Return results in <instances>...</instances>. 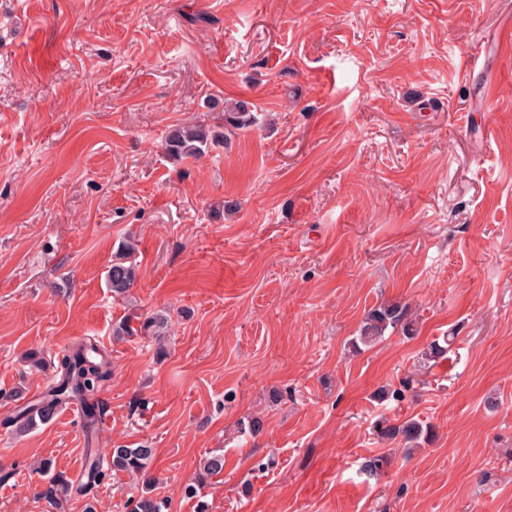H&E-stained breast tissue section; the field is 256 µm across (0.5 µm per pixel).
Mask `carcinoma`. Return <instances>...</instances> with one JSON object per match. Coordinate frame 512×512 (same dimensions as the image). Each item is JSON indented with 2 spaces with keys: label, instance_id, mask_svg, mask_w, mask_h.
I'll list each match as a JSON object with an SVG mask.
<instances>
[{
  "label": "carcinoma",
  "instance_id": "obj_1",
  "mask_svg": "<svg viewBox=\"0 0 512 512\" xmlns=\"http://www.w3.org/2000/svg\"><path fill=\"white\" fill-rule=\"evenodd\" d=\"M224 123L234 128H245L254 123L253 104L237 100L224 106ZM224 141V135L217 134L202 123L179 125L171 129L165 138V151L175 159L195 160L204 156L209 148ZM134 248L125 247V253L112 260L108 270V282L117 296L125 295L134 285L137 277L135 263L131 259ZM401 328L406 337L414 335L413 323L406 320V306L400 303L382 304L371 310L360 329L359 336L351 341V348L359 353L379 341L388 328ZM58 377L46 388L45 392L33 401L19 407L13 415L4 421V425L23 434L45 424L62 408L70 404H79L83 408L85 424L94 430L98 421V393L112 378V362L102 352L96 342L90 338L73 343L63 350L56 366ZM381 438L397 439L411 446H420L430 441L431 427L409 419L401 424L379 426ZM154 457V449L149 447L128 448L119 446L106 453L85 455L84 467L90 472V481L75 487V494L88 496L110 472H125L138 476L146 471ZM390 465L387 455H375L365 459L361 471L369 478L384 472ZM206 475H216L224 471V454L213 453L203 461ZM69 489V483L54 475L48 479L41 496L49 501ZM165 501L153 494V481L143 482L138 497L128 501V512H163Z\"/></svg>",
  "mask_w": 512,
  "mask_h": 512
}]
</instances>
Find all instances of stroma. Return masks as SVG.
<instances>
[{"instance_id":"stroma-1","label":"stroma","mask_w":512,"mask_h":512,"mask_svg":"<svg viewBox=\"0 0 512 512\" xmlns=\"http://www.w3.org/2000/svg\"><path fill=\"white\" fill-rule=\"evenodd\" d=\"M508 27L512 0H0V512H83L34 464L71 479L115 445L154 448L170 512H512ZM224 100L256 124L225 128ZM190 120L224 142L173 160ZM389 302L414 337L350 352ZM153 314L158 335L113 336ZM86 337L112 362L95 436L66 408L5 429L53 378L24 353ZM409 419L431 442L379 439ZM141 486L111 475L97 512ZM125 253L112 261L108 270V282L116 296H124L134 285L137 277L135 263L131 259L132 246H126Z\"/></svg>"}]
</instances>
